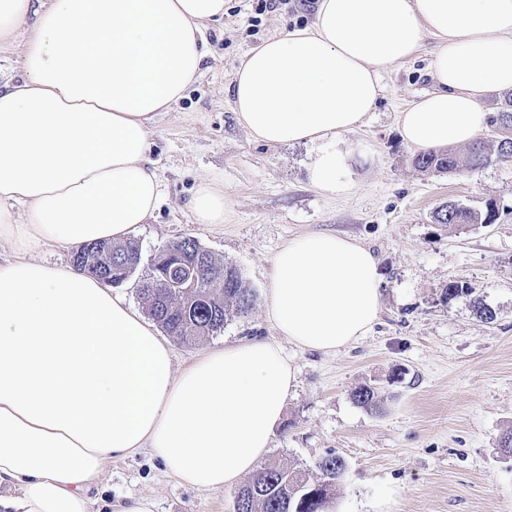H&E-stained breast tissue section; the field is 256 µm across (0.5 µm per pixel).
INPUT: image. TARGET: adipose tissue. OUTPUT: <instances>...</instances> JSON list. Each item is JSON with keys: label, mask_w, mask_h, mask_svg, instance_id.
Here are the masks:
<instances>
[{"label": "adipose tissue", "mask_w": 512, "mask_h": 512, "mask_svg": "<svg viewBox=\"0 0 512 512\" xmlns=\"http://www.w3.org/2000/svg\"><path fill=\"white\" fill-rule=\"evenodd\" d=\"M227 0H0V512H88L85 490L115 458L148 448L180 482L231 487L271 446L297 365L285 345L333 353L370 331L379 260L357 239L308 233L268 274L277 340L225 345L181 371L153 324L98 279L34 256L121 241L161 199L159 118L200 77ZM436 50V88L398 112L418 151L472 143L482 101L512 90V0H318L311 24L239 61L236 118L255 142L309 144V183L335 195L338 136L364 125L391 67ZM224 188L202 179L199 224H220Z\"/></svg>", "instance_id": "ef3b65f1"}]
</instances>
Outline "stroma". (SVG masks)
Wrapping results in <instances>:
<instances>
[{
  "mask_svg": "<svg viewBox=\"0 0 512 512\" xmlns=\"http://www.w3.org/2000/svg\"><path fill=\"white\" fill-rule=\"evenodd\" d=\"M315 0H230L224 24L207 31L212 56L199 82L153 130L161 202L137 226L135 279L118 292L139 305L136 279L158 247L196 237L215 258L236 265L255 296L221 334L173 344L174 368L224 344L276 337L266 314L267 275L289 239L315 232L359 240L377 256L382 309L372 331L333 354L295 352L298 383L275 431L270 457L314 472L327 453L346 461L332 512H512V457L500 449L512 430V162L459 173L414 166L397 112L432 91L425 38L415 61L382 75L383 93L361 128L336 142L346 157L333 196L313 189L306 145L255 143L231 107L241 56L261 40L308 24ZM224 186L230 210L219 226L195 223L188 204L200 177ZM455 202L485 211L491 224H439L435 211ZM468 294L444 299L450 281ZM494 309L483 322L477 304ZM374 387L380 410L354 404L352 389ZM236 488L199 491L179 484L150 450L105 465L91 485L90 512L147 496L155 512H234Z\"/></svg>",
  "mask_w": 512,
  "mask_h": 512,
  "instance_id": "1",
  "label": "stroma"
}]
</instances>
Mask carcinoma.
<instances>
[{
	"instance_id": "carcinoma-1",
	"label": "carcinoma",
	"mask_w": 512,
	"mask_h": 512,
	"mask_svg": "<svg viewBox=\"0 0 512 512\" xmlns=\"http://www.w3.org/2000/svg\"><path fill=\"white\" fill-rule=\"evenodd\" d=\"M490 123L512 127V98L504 101ZM505 146L497 143L491 156L480 143L474 144L465 155L452 149L418 154L413 163L424 171L457 173L464 169H478L497 159L504 160ZM439 224H491L495 210L487 208L482 214L470 208L450 203L435 214ZM162 249L181 257L191 265L202 257V267L189 288L170 287L165 268L160 262L150 263L147 275L139 281L138 292L147 315L174 341L192 344L204 337L224 331L229 316L244 315L252 307L254 291L239 269L217 261L198 240L185 237L169 242ZM139 242H94L79 247L72 256L75 268L100 280L106 278L115 287L125 284L139 265ZM352 400L369 411L378 409L377 392L370 386H359L351 392ZM320 477L312 480L303 469L290 468L270 461L252 475L239 490L235 512H323L321 503L331 497L337 481L345 471L344 459L329 454L317 463Z\"/></svg>"
}]
</instances>
